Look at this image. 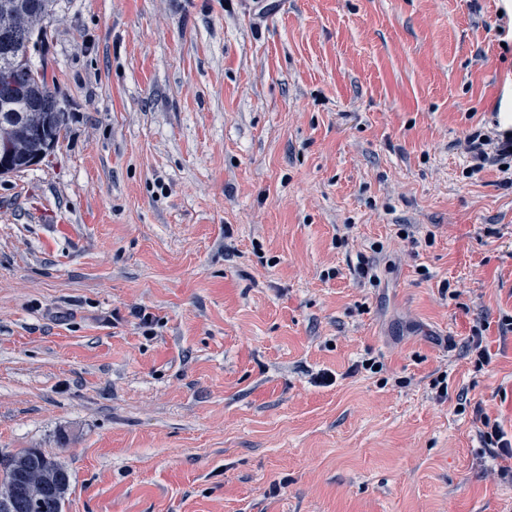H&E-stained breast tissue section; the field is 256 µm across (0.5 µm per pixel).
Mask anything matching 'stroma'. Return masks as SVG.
<instances>
[{"label": "stroma", "mask_w": 512, "mask_h": 512, "mask_svg": "<svg viewBox=\"0 0 512 512\" xmlns=\"http://www.w3.org/2000/svg\"><path fill=\"white\" fill-rule=\"evenodd\" d=\"M47 32L67 127L0 176V454L57 456L64 512H512L457 411L512 434V189L455 146L512 117V0H57ZM485 330L484 324L474 325L472 328V335L469 336L466 351L468 355L474 358V367L476 370H482L491 363V355L486 348L483 346V334Z\"/></svg>", "instance_id": "35a3bbf8"}]
</instances>
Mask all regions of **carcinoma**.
Returning a JSON list of instances; mask_svg holds the SVG:
<instances>
[{
    "instance_id": "obj_1",
    "label": "carcinoma",
    "mask_w": 512,
    "mask_h": 512,
    "mask_svg": "<svg viewBox=\"0 0 512 512\" xmlns=\"http://www.w3.org/2000/svg\"><path fill=\"white\" fill-rule=\"evenodd\" d=\"M54 2L0 0V159L18 172L52 151L66 126L55 82L29 54L33 38L47 33ZM24 475L37 476L45 489L0 499V512H63L70 474L55 456L21 448L0 459V490L17 486Z\"/></svg>"
}]
</instances>
